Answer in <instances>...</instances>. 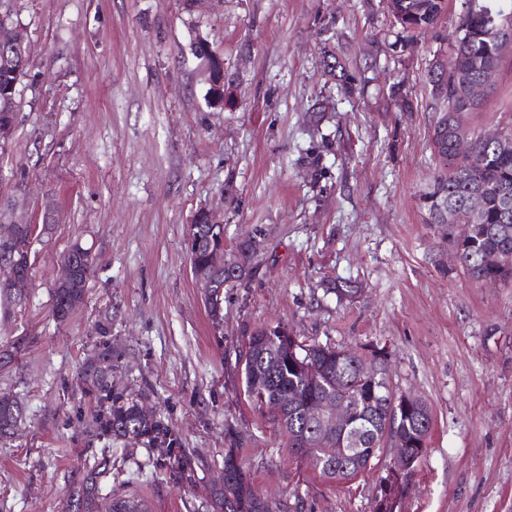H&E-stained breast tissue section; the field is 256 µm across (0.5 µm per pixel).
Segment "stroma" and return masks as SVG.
Instances as JSON below:
<instances>
[{
    "label": "stroma",
    "instance_id": "1",
    "mask_svg": "<svg viewBox=\"0 0 512 512\" xmlns=\"http://www.w3.org/2000/svg\"><path fill=\"white\" fill-rule=\"evenodd\" d=\"M33 65L17 88L0 153V201L20 221L45 206L26 302L0 313V395L25 420L0 440V512H61L75 470L109 458L107 501L136 512H210L209 487L236 449L280 512H373L383 467L335 486L284 446L245 392L249 333L279 326L299 342L375 345L394 387L432 409L429 446L403 512H512V286L456 268L444 226L419 198L433 182L439 105L426 83L449 53L461 0L435 28L397 42L384 0H11ZM209 42L233 73L235 102L210 94L192 55ZM333 53L352 76L323 69ZM512 132V57L466 117ZM205 207L224 253L255 243L248 277L226 288L223 323L187 253ZM95 258L85 302L51 315L63 255ZM350 282L351 295L334 287ZM112 348V392L136 398L179 445H127L91 421L80 378Z\"/></svg>",
    "mask_w": 512,
    "mask_h": 512
}]
</instances>
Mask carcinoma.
<instances>
[{"mask_svg": "<svg viewBox=\"0 0 512 512\" xmlns=\"http://www.w3.org/2000/svg\"><path fill=\"white\" fill-rule=\"evenodd\" d=\"M488 5L497 7L502 33L512 35V0H463L458 27L470 38V46L468 51H455L450 56L454 72L475 81L480 75L471 72L470 54L484 55L496 69L500 65L495 51L496 33L478 14ZM445 7L446 0H393L400 33L411 36L434 28ZM30 66V57L8 51L0 44V115L7 112L16 117L17 86ZM450 157L445 134L436 156L437 175L429 191L421 196L420 206L430 219L446 201L462 210L473 186H482L484 223L466 239L448 237V246L460 253L461 269L470 279L478 282L499 278L505 284L512 283L511 272L501 271L490 262L500 252L512 251V209L505 210L500 197L503 187L512 188V152L503 154L489 145L483 146L480 160L466 176L453 172ZM2 248L13 254L17 270L24 272L29 268V251L17 249L8 242L0 243ZM66 257L74 260L79 281L72 286L62 284L54 288L51 313L60 324L68 321L83 304L86 288L82 284L87 282L93 267V262L88 260V249L78 243L70 247ZM24 349L25 338L19 337L7 349L0 350V367L10 364ZM368 359L375 362L378 357L375 350L366 346L339 349L317 343L301 344L278 327L255 329L248 336L244 362L248 396L256 402L263 397L269 403L286 400L290 394L295 397L297 408L275 413L273 419L286 436L291 454L301 457L313 473L328 482H348L350 470L367 459L372 442L381 441L387 434L401 439L408 457L420 452L413 441L428 444L432 418L417 410L406 416H390L386 397L391 382L389 369L381 364L375 377L366 378L360 367ZM85 371L90 386L98 393V409L93 411L92 418L103 433L134 445L144 439L168 448L178 443L172 428L162 419L144 414L138 400L112 398L109 384L112 347L98 352L87 362ZM326 398L345 403L349 415L348 421L333 433L332 441L337 448L334 455L312 444L318 433L317 424L299 411L309 399ZM22 419L23 409L18 401L0 399V438L13 435ZM237 461L236 449H227L224 478L210 488L211 512H275L255 499L253 479L248 471L237 466ZM110 465L111 460L104 458L95 467L80 470L81 477L69 492L65 512H98L100 476Z\"/></svg>", "mask_w": 512, "mask_h": 512, "instance_id": "cac0c4a2", "label": "carcinoma"}]
</instances>
